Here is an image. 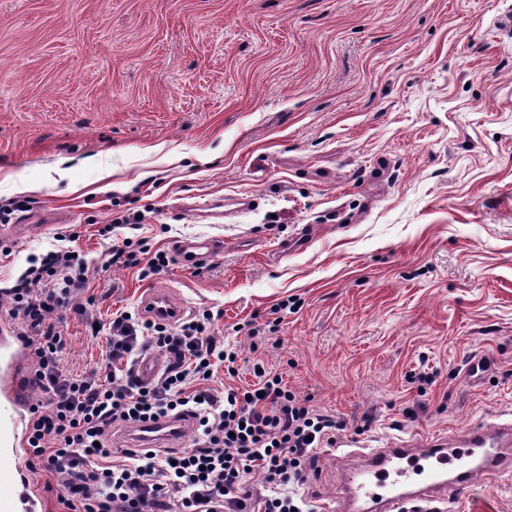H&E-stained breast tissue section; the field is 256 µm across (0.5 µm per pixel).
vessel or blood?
<instances>
[{"instance_id":"1","label":"vessel or blood","mask_w":512,"mask_h":512,"mask_svg":"<svg viewBox=\"0 0 512 512\" xmlns=\"http://www.w3.org/2000/svg\"><path fill=\"white\" fill-rule=\"evenodd\" d=\"M223 248L220 240L194 238L176 241L174 251L181 267L198 270ZM142 313L151 319L173 323L184 317L166 289L151 290L141 301ZM22 342L0 349V401L19 408L30 394V374L22 364ZM188 422L172 419L143 427L148 446L177 439ZM470 450L487 449L484 461L460 469L448 477L439 465L447 454L448 442L430 438L422 447L402 443L393 448L359 452V468L343 471L341 483L344 503L350 512H385L391 505L424 501L446 491L469 496L477 475L512 469V420L475 426L458 442ZM24 418L0 422V512H47L45 500L27 487L20 460L27 454Z\"/></svg>"}]
</instances>
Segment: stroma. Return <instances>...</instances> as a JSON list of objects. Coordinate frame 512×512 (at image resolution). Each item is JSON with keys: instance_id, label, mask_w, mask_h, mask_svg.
I'll return each mask as SVG.
<instances>
[{"instance_id": "stroma-1", "label": "stroma", "mask_w": 512, "mask_h": 512, "mask_svg": "<svg viewBox=\"0 0 512 512\" xmlns=\"http://www.w3.org/2000/svg\"><path fill=\"white\" fill-rule=\"evenodd\" d=\"M0 196L35 202L0 229V288L71 231L100 322L161 285L213 313L239 351L216 393L262 361L363 448L512 415V0H0ZM128 208L152 249L224 248L101 270ZM65 318L80 374L105 338ZM349 465L320 451L319 512ZM438 512H512V474ZM223 249V242L213 238L178 240L174 251L181 267L198 270L210 262Z\"/></svg>"}]
</instances>
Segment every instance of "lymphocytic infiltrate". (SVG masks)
<instances>
[{
  "label": "lymphocytic infiltrate",
  "instance_id": "lymphocytic-infiltrate-1",
  "mask_svg": "<svg viewBox=\"0 0 512 512\" xmlns=\"http://www.w3.org/2000/svg\"><path fill=\"white\" fill-rule=\"evenodd\" d=\"M105 257V267L134 268L144 280L169 264L164 251L129 237L113 239ZM87 284L79 253L51 249L6 288L11 303L0 310L30 351L37 392L27 422L30 464L59 479L61 512H316L305 485L320 449L336 442L330 416L260 365L252 388L216 396L210 376L237 353L215 335L207 312L173 325L117 315L99 366L65 372L60 310L85 315ZM147 351L164 358L149 383L135 367ZM186 415L196 433L189 447L118 454L110 446L117 431ZM255 473L266 488L257 497L248 489Z\"/></svg>",
  "mask_w": 512,
  "mask_h": 512
}]
</instances>
